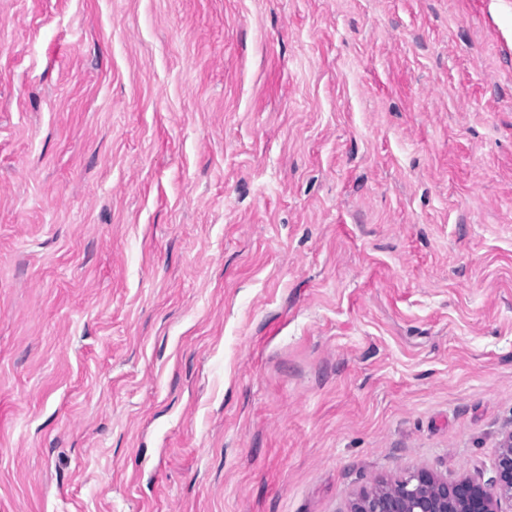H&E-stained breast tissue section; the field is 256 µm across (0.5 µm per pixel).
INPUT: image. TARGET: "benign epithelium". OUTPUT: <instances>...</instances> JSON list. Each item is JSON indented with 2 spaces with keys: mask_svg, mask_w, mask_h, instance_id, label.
I'll return each instance as SVG.
<instances>
[{
  "mask_svg": "<svg viewBox=\"0 0 512 512\" xmlns=\"http://www.w3.org/2000/svg\"><path fill=\"white\" fill-rule=\"evenodd\" d=\"M348 512H512V430L488 479L448 480L421 467L360 492Z\"/></svg>",
  "mask_w": 512,
  "mask_h": 512,
  "instance_id": "obj_1",
  "label": "benign epithelium"
}]
</instances>
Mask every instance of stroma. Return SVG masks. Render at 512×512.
<instances>
[{"instance_id": "35a3bbf8", "label": "stroma", "mask_w": 512, "mask_h": 512, "mask_svg": "<svg viewBox=\"0 0 512 512\" xmlns=\"http://www.w3.org/2000/svg\"><path fill=\"white\" fill-rule=\"evenodd\" d=\"M512 427V0H0V512H343Z\"/></svg>"}]
</instances>
